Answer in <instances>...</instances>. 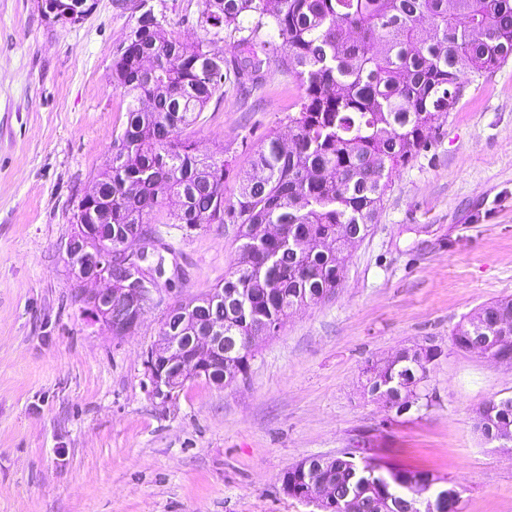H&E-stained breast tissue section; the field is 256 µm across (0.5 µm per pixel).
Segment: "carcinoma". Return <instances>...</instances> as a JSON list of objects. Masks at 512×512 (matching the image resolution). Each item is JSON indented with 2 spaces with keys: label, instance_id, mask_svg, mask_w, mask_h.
Here are the masks:
<instances>
[{
  "label": "carcinoma",
  "instance_id": "carcinoma-1",
  "mask_svg": "<svg viewBox=\"0 0 512 512\" xmlns=\"http://www.w3.org/2000/svg\"><path fill=\"white\" fill-rule=\"evenodd\" d=\"M202 24L227 34L232 64L211 40L186 43L148 7L112 63V85L127 100L112 166L97 184L112 194V229L168 224L239 225L237 259L216 286L224 298V335L265 336L296 310L331 297L351 241L377 222L393 173L428 148L466 84L512 58V0H202ZM281 38L280 63L301 94L288 115L294 146L267 136L240 180L237 201L224 204L234 169L224 148L193 152L185 130L202 119L230 82L261 78L260 30ZM244 302L241 307L232 302ZM453 330L457 348L512 357V298L488 302ZM443 353L428 342L401 349L366 370L367 393L395 415L426 410L428 366ZM476 427L498 447H512V397L490 401ZM288 496H309L322 482L336 488L328 512H445L460 496L423 469H406L351 452L310 456L284 473Z\"/></svg>",
  "mask_w": 512,
  "mask_h": 512
}]
</instances>
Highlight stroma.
I'll return each mask as SVG.
<instances>
[{"label": "stroma", "mask_w": 512, "mask_h": 512, "mask_svg": "<svg viewBox=\"0 0 512 512\" xmlns=\"http://www.w3.org/2000/svg\"><path fill=\"white\" fill-rule=\"evenodd\" d=\"M89 2L70 24L41 0H0V512H320L281 477L346 448L447 479L462 512H512V453L474 428L480 407L512 396V364L449 339L512 295V61L467 85L396 173L329 300L257 338L245 379L164 400L146 370L163 308L113 337L84 314L98 284H79L63 252L126 122L110 74L138 16V0ZM153 3L170 31L205 39L201 0ZM260 39L259 84L225 87L190 131L199 153L223 147L241 171L300 94L276 33ZM158 231L183 270L178 299L223 282L237 225ZM430 337L443 349L425 380L435 403L395 415L366 393L364 369Z\"/></svg>", "instance_id": "stroma-1"}]
</instances>
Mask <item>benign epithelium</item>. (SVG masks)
<instances>
[{"mask_svg":"<svg viewBox=\"0 0 512 512\" xmlns=\"http://www.w3.org/2000/svg\"><path fill=\"white\" fill-rule=\"evenodd\" d=\"M138 245L134 251L132 245ZM157 250V242L146 226L137 225L121 243L112 245L110 237L93 241L81 231H74L64 246L69 269L79 283H105L106 287L85 296L91 320L109 330L115 337L133 333L142 315L166 302L165 319L172 321L183 315L181 302L165 301L171 294L173 279L156 281L146 261ZM215 304L198 301L194 310L196 331L191 336H160L148 353L147 369L152 392L171 399L186 383L203 380L217 386L244 377L240 367L224 361L236 345L224 340L222 320L206 317Z\"/></svg>","mask_w":512,"mask_h":512,"instance_id":"7a95c632","label":"benign epithelium"}]
</instances>
